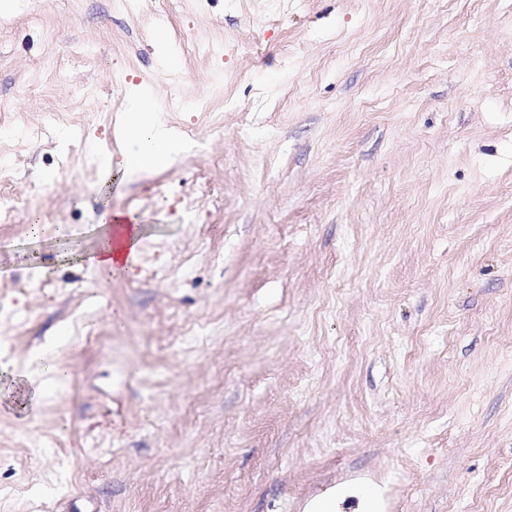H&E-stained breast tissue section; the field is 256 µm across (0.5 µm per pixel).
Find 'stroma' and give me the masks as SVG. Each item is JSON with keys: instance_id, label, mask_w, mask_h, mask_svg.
Listing matches in <instances>:
<instances>
[{"instance_id": "stroma-1", "label": "stroma", "mask_w": 512, "mask_h": 512, "mask_svg": "<svg viewBox=\"0 0 512 512\" xmlns=\"http://www.w3.org/2000/svg\"><path fill=\"white\" fill-rule=\"evenodd\" d=\"M141 96L183 150L103 181ZM4 112L0 512H512V0H15ZM101 223L95 246L87 255L90 265L107 275H131L129 257L136 249L139 225L123 213H107ZM23 383L20 385L21 395L16 402V411L23 417L27 418L35 413L45 400V391L42 386L33 383Z\"/></svg>"}]
</instances>
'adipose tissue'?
<instances>
[{
	"label": "adipose tissue",
	"instance_id": "adipose-tissue-1",
	"mask_svg": "<svg viewBox=\"0 0 512 512\" xmlns=\"http://www.w3.org/2000/svg\"><path fill=\"white\" fill-rule=\"evenodd\" d=\"M150 112L144 99L130 109L123 148L101 162L105 174L130 168H154L180 152V143L155 125ZM138 236V225L125 214H105L96 243L87 256L90 265L107 275L132 274L130 258L135 252Z\"/></svg>",
	"mask_w": 512,
	"mask_h": 512
}]
</instances>
